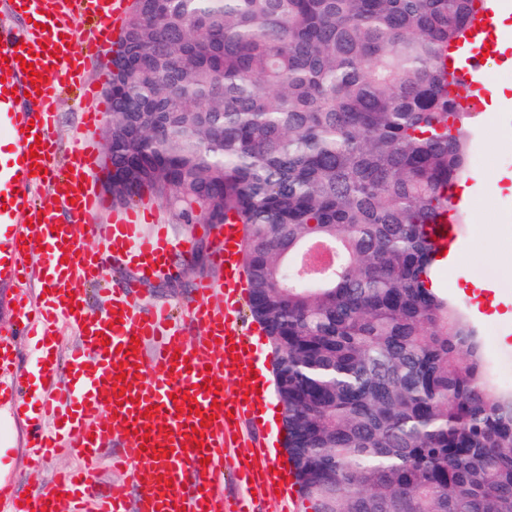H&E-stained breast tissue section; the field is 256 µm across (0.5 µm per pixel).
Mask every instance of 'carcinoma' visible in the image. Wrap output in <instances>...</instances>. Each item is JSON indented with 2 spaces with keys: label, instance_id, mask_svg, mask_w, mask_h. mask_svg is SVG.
Returning <instances> with one entry per match:
<instances>
[{
  "label": "carcinoma",
  "instance_id": "1",
  "mask_svg": "<svg viewBox=\"0 0 512 512\" xmlns=\"http://www.w3.org/2000/svg\"><path fill=\"white\" fill-rule=\"evenodd\" d=\"M479 2L139 0L112 57V201L243 225L311 512H512V388L423 231L468 174L443 58Z\"/></svg>",
  "mask_w": 512,
  "mask_h": 512
}]
</instances>
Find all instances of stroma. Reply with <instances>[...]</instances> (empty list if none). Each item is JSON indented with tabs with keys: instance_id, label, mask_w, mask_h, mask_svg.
I'll return each mask as SVG.
<instances>
[{
	"instance_id": "1",
	"label": "stroma",
	"mask_w": 512,
	"mask_h": 512,
	"mask_svg": "<svg viewBox=\"0 0 512 512\" xmlns=\"http://www.w3.org/2000/svg\"><path fill=\"white\" fill-rule=\"evenodd\" d=\"M86 103L80 85H61L55 106L56 152L67 160L81 135ZM475 161L467 185L476 200L462 208L458 230V259L444 271L446 290L476 326L486 352L491 378L504 382L512 376V107L491 112L473 135ZM154 221L169 225L174 236L192 242L190 259L174 257L169 273L148 284L145 300L169 306L174 313L194 307L197 280L223 278L211 261L213 239L183 223L180 210L166 199L148 200ZM480 281L495 282V291H482ZM22 429L12 406L0 405V478H14L20 492L44 485L54 467L70 465L66 455L54 462L33 465L21 446Z\"/></svg>"
}]
</instances>
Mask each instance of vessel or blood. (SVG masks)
Listing matches in <instances>:
<instances>
[{
    "label": "vessel or blood",
    "instance_id": "vessel-or-blood-1",
    "mask_svg": "<svg viewBox=\"0 0 512 512\" xmlns=\"http://www.w3.org/2000/svg\"><path fill=\"white\" fill-rule=\"evenodd\" d=\"M57 3L13 0L12 10L25 12L30 23L25 30L0 33V285L12 288L14 303L12 330L0 331V399L10 398L23 417L33 463L64 449L82 466L57 473L26 497L16 481H0V512H255L253 500L228 499L220 491L228 474L266 496L288 498L294 487L285 467L269 449L238 435L242 424L257 423L262 402L254 381L257 359L239 316L248 294L239 256L243 227L225 224L218 232L213 261L225 271L218 286L223 305L210 304L218 287L208 280L195 284L200 303L187 323L168 308L143 305L142 281L165 276L175 252L190 255L189 242L177 240L167 225L152 223L146 207L111 211L110 223H92L109 206L90 181L101 167L92 137L105 116L98 88L85 90L93 107L66 169L56 167L52 133L58 86L80 79L89 61L103 59L107 46L120 42L133 0H77L98 21L86 40L62 23ZM493 17L489 7L472 16L458 40L463 53L450 66L474 87L485 69L482 52ZM25 61L39 78L19 101L12 91ZM44 181L66 203L68 222L36 204L34 188ZM429 232L444 257H453L457 232L451 215ZM88 236L97 237L100 247L85 248ZM36 251L41 262L34 267L28 256ZM115 268L134 276L107 292L101 306L90 307V286L104 283ZM32 279L45 296L30 299ZM61 320L76 328L78 343L60 386L55 326ZM190 325L201 331L199 341L187 342ZM31 333L38 352L24 363L14 339ZM33 375L47 394L40 402L23 397L24 382ZM228 377L238 387L231 397L224 394ZM127 442L139 456L130 479L100 488L102 460Z\"/></svg>",
    "mask_w": 512,
    "mask_h": 512
}]
</instances>
